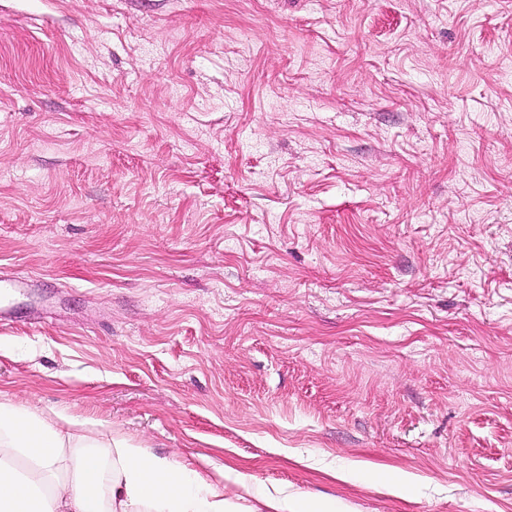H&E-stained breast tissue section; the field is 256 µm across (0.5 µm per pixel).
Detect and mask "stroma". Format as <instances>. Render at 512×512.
I'll list each match as a JSON object with an SVG mask.
<instances>
[{
  "instance_id": "stroma-1",
  "label": "stroma",
  "mask_w": 512,
  "mask_h": 512,
  "mask_svg": "<svg viewBox=\"0 0 512 512\" xmlns=\"http://www.w3.org/2000/svg\"><path fill=\"white\" fill-rule=\"evenodd\" d=\"M0 401L336 512H512V0H0Z\"/></svg>"
}]
</instances>
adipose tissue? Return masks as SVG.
I'll return each instance as SVG.
<instances>
[{
    "label": "adipose tissue",
    "mask_w": 512,
    "mask_h": 512,
    "mask_svg": "<svg viewBox=\"0 0 512 512\" xmlns=\"http://www.w3.org/2000/svg\"><path fill=\"white\" fill-rule=\"evenodd\" d=\"M75 425L0 402V512H227L196 470Z\"/></svg>",
    "instance_id": "obj_1"
}]
</instances>
